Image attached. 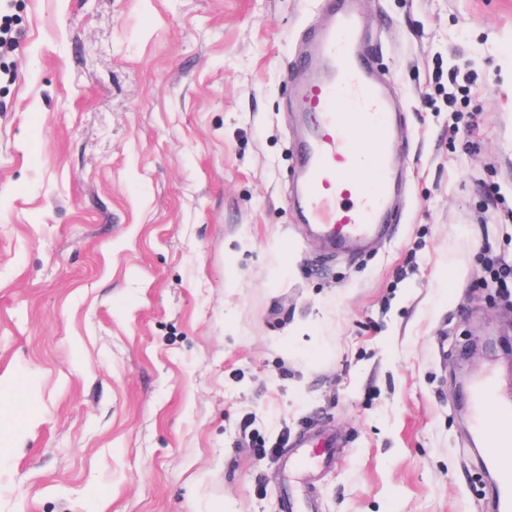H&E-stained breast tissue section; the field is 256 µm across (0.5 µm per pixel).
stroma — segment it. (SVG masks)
Segmentation results:
<instances>
[{"instance_id": "1", "label": "stroma", "mask_w": 512, "mask_h": 512, "mask_svg": "<svg viewBox=\"0 0 512 512\" xmlns=\"http://www.w3.org/2000/svg\"><path fill=\"white\" fill-rule=\"evenodd\" d=\"M401 112L388 235L289 199L323 0H0V512H492L512 389V0H360ZM458 125L449 136V125ZM469 400L476 412L477 424L481 428L485 456L497 475L496 512L512 511V440H506L499 448L496 432L512 431V402L499 398L498 382L492 375L477 379L469 389ZM500 451H499V449ZM291 457H288V469L310 472L314 467L329 464L332 459L323 448H334V443L323 440L317 444L309 439H303L296 447Z\"/></svg>"}]
</instances>
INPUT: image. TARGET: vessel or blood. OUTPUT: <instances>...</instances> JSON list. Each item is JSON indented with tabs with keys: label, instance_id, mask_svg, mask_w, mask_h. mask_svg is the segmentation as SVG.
Segmentation results:
<instances>
[{
	"label": "vessel or blood",
	"instance_id": "obj_1",
	"mask_svg": "<svg viewBox=\"0 0 512 512\" xmlns=\"http://www.w3.org/2000/svg\"><path fill=\"white\" fill-rule=\"evenodd\" d=\"M361 26L355 9L334 0L313 54L296 62L316 73L302 93L307 129L300 147L301 211L305 223L336 246L382 233L390 213L396 115L383 83L358 51ZM362 139L373 147L366 176L356 167ZM469 400L497 475L496 512H512V456L502 454L496 440L497 432L512 431V402L500 399L490 375L474 382ZM330 461L322 444L308 439L288 459L290 468L303 472Z\"/></svg>",
	"mask_w": 512,
	"mask_h": 512
}]
</instances>
